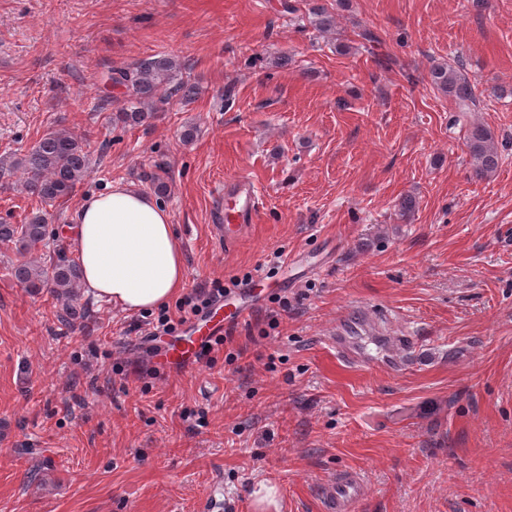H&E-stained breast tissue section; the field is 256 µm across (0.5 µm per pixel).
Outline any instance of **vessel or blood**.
Masks as SVG:
<instances>
[{"mask_svg": "<svg viewBox=\"0 0 512 512\" xmlns=\"http://www.w3.org/2000/svg\"><path fill=\"white\" fill-rule=\"evenodd\" d=\"M259 204L258 191L249 180L240 177L226 179L214 214V238L228 248L237 245L254 222ZM245 315L242 309L225 312L223 302H216L203 321L190 325L185 335L169 346L165 354L169 368L178 371L195 369L207 343L222 334L226 324L240 322ZM369 322V317L363 315L346 316L337 321L336 334L329 337L328 342L335 348L338 360L358 361V354L348 345L346 338L368 328ZM364 491V478L360 472L346 471L336 475L321 489L324 512H354Z\"/></svg>", "mask_w": 512, "mask_h": 512, "instance_id": "b4317fda", "label": "vessel or blood"}]
</instances>
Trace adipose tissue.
Instances as JSON below:
<instances>
[{
  "mask_svg": "<svg viewBox=\"0 0 512 512\" xmlns=\"http://www.w3.org/2000/svg\"><path fill=\"white\" fill-rule=\"evenodd\" d=\"M73 238L82 284L93 298L129 314L167 304L183 284L184 258L167 210L129 185L85 197Z\"/></svg>",
  "mask_w": 512,
  "mask_h": 512,
  "instance_id": "ef3b65f1",
  "label": "adipose tissue"
}]
</instances>
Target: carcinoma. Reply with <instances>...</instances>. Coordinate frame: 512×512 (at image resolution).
I'll use <instances>...</instances> for the list:
<instances>
[{
	"mask_svg": "<svg viewBox=\"0 0 512 512\" xmlns=\"http://www.w3.org/2000/svg\"><path fill=\"white\" fill-rule=\"evenodd\" d=\"M311 24L328 33L336 28L335 16L321 6L312 11ZM112 83L126 88V106L112 114V123L122 127L142 126L154 117V106L162 96L194 95L195 87L182 65L173 57L148 59L133 67L112 72ZM433 86L448 96L458 112H473L481 103L476 82L460 62L441 63L431 70ZM89 142L66 130L44 134L26 154L11 161L9 170L25 175V190L42 203L54 202L72 194L89 175ZM466 147L474 174L483 178L495 172L502 155L494 133L483 125L468 129ZM48 224L45 214H32L23 224H0V244L13 245L22 255L30 256L13 268L16 280L32 290L51 288L61 298L71 297L80 287L81 269L73 260L58 259L44 267L31 255L46 245Z\"/></svg>",
	"mask_w": 512,
	"mask_h": 512,
	"instance_id": "obj_1",
	"label": "carcinoma"
}]
</instances>
